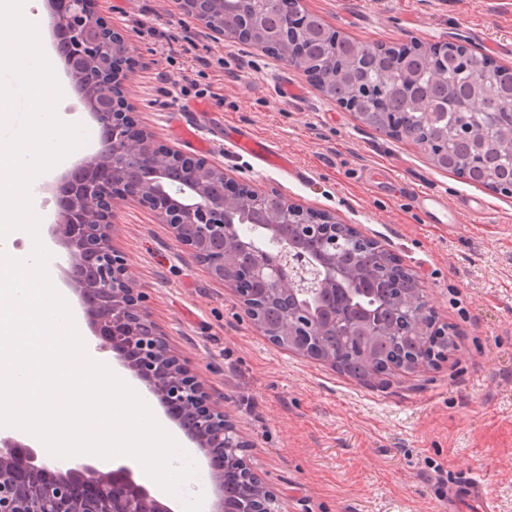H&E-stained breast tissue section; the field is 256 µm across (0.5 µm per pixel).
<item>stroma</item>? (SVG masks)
<instances>
[{"label": "stroma", "instance_id": "obj_1", "mask_svg": "<svg viewBox=\"0 0 512 512\" xmlns=\"http://www.w3.org/2000/svg\"><path fill=\"white\" fill-rule=\"evenodd\" d=\"M365 43L459 41L512 68V0H301ZM97 16L135 43L124 94L155 144L223 164L254 189L331 213L416 275L456 348L427 372L370 386L271 344L234 288L210 278L148 209L123 208L112 245L172 351L223 397L246 458L285 512H480L449 490L480 476L491 512H512V197L434 167L426 152L361 124L354 112L261 48L213 38L174 0H99ZM164 38L148 35L149 27ZM297 83L294 101L280 80ZM194 126L197 142L181 138ZM254 132L305 170L297 181L218 139ZM442 196L452 220L419 209ZM484 204L470 211L468 198Z\"/></svg>", "mask_w": 512, "mask_h": 512}]
</instances>
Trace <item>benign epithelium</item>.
Masks as SVG:
<instances>
[{
    "mask_svg": "<svg viewBox=\"0 0 512 512\" xmlns=\"http://www.w3.org/2000/svg\"><path fill=\"white\" fill-rule=\"evenodd\" d=\"M95 0H48L53 34L61 36L68 76L75 82L81 107L103 131L102 149L84 156L54 182L51 236L69 250L65 283L78 296L100 349L116 354L121 364L158 403L172 411L196 454L212 467L214 486L210 512H282L277 495L248 463L249 447L224 408L172 353L156 323L135 293L125 258L112 247V223L127 204L153 211L172 229L175 240L203 262L210 276L232 286L243 282L268 285L267 293L249 294L245 305L251 320L271 298H303L336 293V273L324 272L305 254L257 250L240 267L234 225L226 223L228 202L239 193L224 166L197 161L174 147L160 148L143 130L118 136L135 126L122 84L128 76L118 62L134 50L132 37L118 31L112 40L100 37L93 17ZM255 13L242 18L240 41L273 42ZM296 221L283 208L265 230ZM400 307L413 318L424 337L423 354L408 359L409 372L433 364L428 351L433 334L424 318L433 315L420 289L400 297ZM311 315L285 311L272 331V342L289 352L321 355ZM237 471L247 491L233 506L224 505V469ZM0 512H169L155 495L121 467L103 472L92 462L38 461L37 453L15 436L0 435Z\"/></svg>",
    "mask_w": 512,
    "mask_h": 512,
    "instance_id": "7a95c632",
    "label": "benign epithelium"
}]
</instances>
